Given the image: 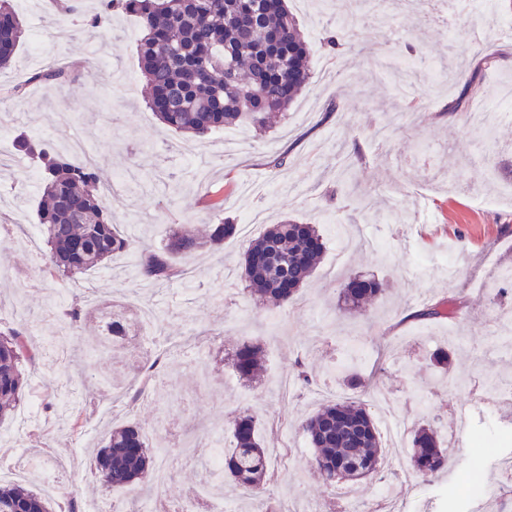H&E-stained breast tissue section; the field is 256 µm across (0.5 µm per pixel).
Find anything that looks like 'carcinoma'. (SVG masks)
Masks as SVG:
<instances>
[{
  "instance_id": "obj_1",
  "label": "carcinoma",
  "mask_w": 512,
  "mask_h": 512,
  "mask_svg": "<svg viewBox=\"0 0 512 512\" xmlns=\"http://www.w3.org/2000/svg\"><path fill=\"white\" fill-rule=\"evenodd\" d=\"M99 10L85 18V30L107 35L112 13L135 15L140 24L137 55L149 89L148 108L166 127L201 141L235 125L264 128L269 119L288 110L310 79L309 48L284 0H99ZM0 69L10 66L25 36L11 0H0ZM72 71L44 69L31 80L62 84ZM17 151L34 159L42 196L38 219L45 238L44 268L50 276L76 281L108 266L115 256L137 252L141 280L163 284L182 276L176 259L199 249L219 246L236 231L234 224H212L206 234L180 228L164 248L136 250L132 239L112 224L111 205L102 195L97 168L59 151L52 138L18 133ZM325 242L316 224L287 220L272 224L246 251L241 278L243 293L261 305H296L301 288L323 255ZM386 290L375 276H358L341 285L340 309L365 310ZM459 309L456 300L425 304L410 318L426 326ZM72 330L98 319L92 309L71 305L57 314ZM107 336L95 344L102 356L134 341L130 323L114 319ZM38 348L28 328L0 332V421L9 418L28 387L27 366L35 364ZM239 377L253 380L263 369V349L244 341L231 355ZM266 420L243 411L231 422L232 440L224 449V469L210 475L219 486L231 481L251 496L262 498V512H284L268 494L274 474L262 429ZM315 450L313 471L327 488L347 481L374 480L381 473L383 451L372 406L358 398L330 402L299 422ZM412 476L432 481L448 466L451 449L442 447L431 424L408 427ZM156 451L143 428L135 423L109 429L103 446L94 449L95 475L107 488H130L153 477ZM0 512H53L52 499L20 481L0 483Z\"/></svg>"
}]
</instances>
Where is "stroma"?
I'll list each match as a JSON object with an SVG mask.
<instances>
[{
  "label": "stroma",
  "instance_id": "obj_1",
  "mask_svg": "<svg viewBox=\"0 0 512 512\" xmlns=\"http://www.w3.org/2000/svg\"><path fill=\"white\" fill-rule=\"evenodd\" d=\"M286 2L308 42L309 83L284 121L262 132L247 129L241 153L211 138L197 143L189 160L180 153L188 138L165 129L145 106L134 15L113 16L105 42L86 33L62 40L49 0H14L28 38L12 67L0 70V92L22 84L26 95L20 101L0 95V151L7 155L0 161V331L29 318L37 344L46 346L58 328L45 323L44 314L74 300L129 315L150 305L158 318L135 327V348L154 378L137 404L129 398L139 374L120 370L119 360L85 356L96 340L92 325L73 347L79 361L47 357L29 368L35 413L24 424L15 418L0 424V467L23 463L29 485L60 484L80 512H93L109 494L90 471L88 449L106 425L139 423L165 462L172 448L154 432L159 421L177 422L181 434L205 443L216 434L229 436L234 416L252 409L279 423L266 433L278 475L272 493L283 500L309 497L342 506L352 499L373 506L382 483H341L332 492L317 484L313 450L295 427L322 403L354 396L333 373L354 358L361 375L410 410L412 419L434 424L440 437L465 424L447 467L410 492L406 512H443L449 484H460L481 443L483 480L493 499L483 508L460 500V512L512 507V480L497 468L498 458L512 456V415L482 400L484 388L512 379V350L492 342L500 305L488 292L490 276L512 266V118L498 121L486 138L471 130L466 113L448 110L465 84H472L478 105L491 103L512 82V40L471 37L474 29L494 33L512 23V0H488L482 11L473 0H456L445 32L422 31L417 15L396 0H329L319 14L300 0ZM340 19L354 25L357 39L334 51L324 38ZM61 60L93 61L94 72L60 87L30 82L32 72ZM20 131L53 138L76 157L93 155L101 181L124 178L112 199V220L125 235L161 246L180 225L202 229L225 218L236 232L220 249L183 260L185 279L167 285L139 281L130 254L57 284L43 271L41 235L19 240L21 226L38 227L41 196L36 165L13 146ZM278 154L287 163L275 169L269 161ZM347 156L352 175L341 182L336 168ZM357 190L373 196L375 206L356 208ZM254 206L264 211L262 223L243 226ZM332 217L358 241L346 253L338 251ZM287 219L319 225L326 249L299 306L269 310L241 294L238 262L265 225ZM351 274L388 284L362 315L337 305L336 288ZM449 297L463 305L454 318L426 327L408 321L411 309ZM245 339L264 348L265 373L257 385L241 380L222 358ZM440 349L448 353L444 369L432 363ZM299 359L314 381L282 398L279 378L292 374ZM408 366L413 375L405 374ZM107 377L115 379L114 389L102 386ZM76 420L81 428L75 434ZM203 486L201 469L186 463L163 483L109 496L153 512L156 502L185 500Z\"/></svg>",
  "mask_w": 512,
  "mask_h": 512
}]
</instances>
